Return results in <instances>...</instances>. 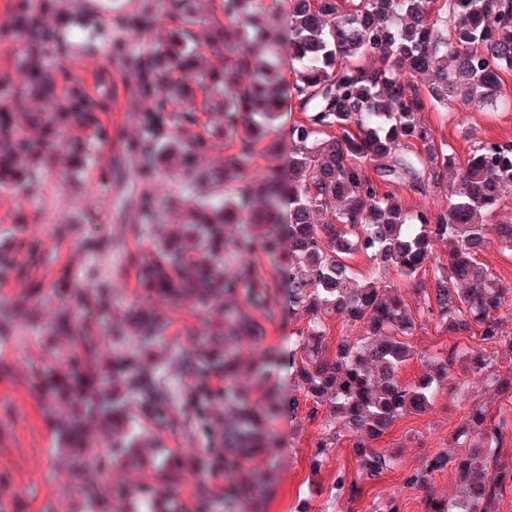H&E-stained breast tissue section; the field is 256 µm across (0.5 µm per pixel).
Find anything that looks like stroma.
Instances as JSON below:
<instances>
[{"instance_id":"obj_1","label":"stroma","mask_w":512,"mask_h":512,"mask_svg":"<svg viewBox=\"0 0 512 512\" xmlns=\"http://www.w3.org/2000/svg\"><path fill=\"white\" fill-rule=\"evenodd\" d=\"M144 0H56L54 9L45 16L55 22L65 12L93 16L110 22L113 32H121L126 15L138 12ZM123 32V31H122ZM83 31H75L65 60L68 71L83 82L91 94L113 101L109 116L113 125L122 129L125 137L136 136L137 127L131 114L138 101L128 93L132 73L121 62L108 61L101 54L87 50ZM424 118L438 130L459 157L469 149L465 131L475 132L477 138L512 142V111L425 112ZM111 168L114 177L109 184L99 179L100 167ZM130 164L120 148L106 151L99 167L71 177L65 155H58L51 170L22 190L0 187V247L12 246L14 260L30 266L32 275L44 279L46 270L31 266L30 250L54 253L59 262L69 264L76 274L75 284L85 288L95 277L107 279L114 291L112 308L114 321H122L126 309L139 292L132 271L123 266L121 253L125 250H148L146 241L135 238L127 226L135 220L134 202L142 190L141 184L126 179ZM84 220L85 234L118 243V251L92 258L86 256L75 239H63L54 234L58 224L72 218ZM388 284L399 288L416 319L410 339L418 350V358L408 361L399 372V379L410 384L425 372L426 356L448 351L451 346L466 349L469 342L462 336L441 333L435 321L421 312V298L415 281L402 277L397 268L383 273ZM21 285L14 278H0V306L15 309L18 334L7 347H0V512H121L122 505L116 488L144 480V472L134 466L105 467L98 475L97 503L79 501L73 493L64 492L61 472L68 460L60 449L56 433L45 422L40 405L28 391L31 373L44 364H51L60 373H68L66 358L69 347L65 340L56 339L46 346L30 327L51 319L58 302L48 297L39 304L19 306ZM168 318L165 339L183 344L206 321L220 320L219 312L200 314L191 305L162 306ZM468 381L467 392H453V382ZM502 395L485 377L471 373L464 361H457L441 383L432 406L425 412L409 414L397 420L383 435L374 440L375 448L395 454L396 468L375 480H362L359 463L351 444L339 440L329 458L323 462L318 485L308 481L310 462L315 446L324 429L321 421L297 418L280 422L276 432L283 440L280 447L269 449L265 458L255 461V469H265L267 462H276L272 491L261 499L259 512H383L389 500H396L400 512H426L422 491L407 486L406 479L429 455L447 449L448 438L463 423L470 411L484 410L499 414ZM346 481H359L360 496L352 502L332 499L331 491L337 476Z\"/></svg>"}]
</instances>
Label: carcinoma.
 <instances>
[{
    "label": "carcinoma",
    "instance_id": "carcinoma-1",
    "mask_svg": "<svg viewBox=\"0 0 512 512\" xmlns=\"http://www.w3.org/2000/svg\"><path fill=\"white\" fill-rule=\"evenodd\" d=\"M50 2L19 0L13 14L23 91L11 95V78H0V186L25 188L63 148L78 175L118 142L143 184L162 168L194 175L197 159L220 141L234 149L204 175L213 188H228L224 197L160 202L146 189L140 194L136 234H151L171 206L183 211L184 223L151 239L147 256L123 252L140 299L121 326L112 325L107 283L78 289L69 266L56 271L51 293L61 306L37 333L50 343L70 342L72 369L63 379L48 365L38 369L31 391L61 434L73 471L83 476L81 495L96 494L90 426L112 437L113 457L139 463L146 429L162 425L199 433L206 446L151 460L148 479L125 494L126 512H254L250 505L268 493L266 480L228 483L215 494L207 478L245 472L274 445L273 422L301 407L311 420L327 414L311 477L340 437L350 441L365 477L392 469L396 456L370 442L431 405L457 353L453 347L428 356L423 376L401 383L400 367L419 355L409 341L415 319L376 273L350 286L348 259L356 253L407 279L430 273L432 286L418 289L424 313L442 333L475 342L472 372L496 384L512 411V371L503 378L494 373L500 347L512 351V332L496 316L509 289L477 261L491 235L512 248V218L498 217L502 198L512 193V143L470 133L468 158L458 162L420 118L427 107L512 109V95L502 91V75L512 71V0H288L282 26L242 25L254 0H220L224 20L213 19L205 34L215 59L209 66L192 35L202 24L192 0H156L128 17L125 29L140 36L135 49L87 21V44L130 67V94L147 103L132 115L138 135L122 141L103 120L110 104L51 66L68 54L70 23L43 22ZM158 7L176 24L162 36L154 29ZM255 46L286 49L293 79L283 81ZM189 71L197 74L193 86L182 79ZM245 73L252 76L247 83ZM59 96L63 104L53 110L26 105ZM287 109L298 116L286 140H267V122ZM264 141L267 151L285 153V163L248 182L243 167ZM405 190H442L446 202L408 210ZM257 198L264 206L253 207ZM232 224L240 225L236 238L227 235ZM56 232L88 253L112 248L110 240L84 235L77 221ZM440 242L448 246L446 265L434 263ZM237 254L250 261L224 272V260ZM0 270L24 281L26 299L44 296L42 283L5 251ZM157 300L218 308L222 319L189 344L170 345ZM283 308L296 326L286 353L266 343V323ZM336 312L363 334L340 340L331 352L326 317ZM105 342L112 343L107 370L98 363ZM243 343L259 347L260 355L244 357ZM279 366L288 367L295 394L284 395L271 380ZM243 374L253 378L255 401L231 385ZM184 377L192 381L187 391ZM506 428L505 414L489 420L472 412L448 438V449L422 460L406 485L426 490L448 468L465 485L462 499L448 506L427 500V512H498L504 489L512 488V457L500 451ZM460 444L466 453L453 451ZM191 469L200 476L194 509L176 495Z\"/></svg>",
    "mask_w": 512,
    "mask_h": 512
}]
</instances>
